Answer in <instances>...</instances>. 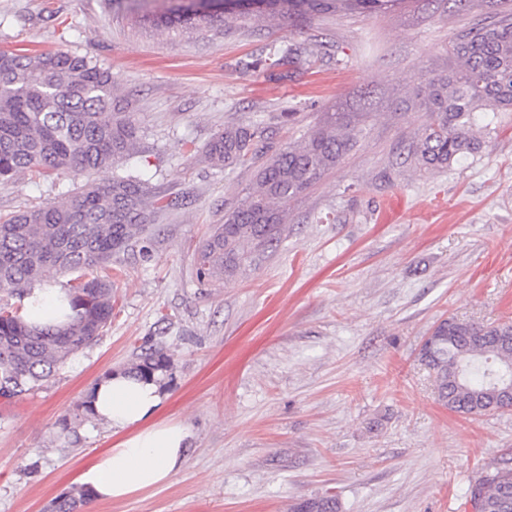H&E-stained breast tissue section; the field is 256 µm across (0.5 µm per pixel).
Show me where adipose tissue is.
I'll list each match as a JSON object with an SVG mask.
<instances>
[{"label": "adipose tissue", "instance_id": "1", "mask_svg": "<svg viewBox=\"0 0 512 512\" xmlns=\"http://www.w3.org/2000/svg\"><path fill=\"white\" fill-rule=\"evenodd\" d=\"M30 318L38 325L67 323L71 308L62 289H34ZM89 406L121 439L84 468L79 482L95 502L109 503L151 492L168 484L182 469L194 441L190 426L175 421L151 423L162 402L157 377L123 369L105 375L89 392Z\"/></svg>", "mask_w": 512, "mask_h": 512}]
</instances>
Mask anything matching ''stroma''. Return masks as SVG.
<instances>
[{
	"label": "stroma",
	"mask_w": 512,
	"mask_h": 512,
	"mask_svg": "<svg viewBox=\"0 0 512 512\" xmlns=\"http://www.w3.org/2000/svg\"><path fill=\"white\" fill-rule=\"evenodd\" d=\"M165 0H0V49H62L110 67L132 104L154 191L172 201L109 265L114 317L32 394L0 398V512H48L120 436L81 404L107 373L163 354L154 421L195 441L167 485L77 512H291L336 495L341 512H471L467 485L512 467V409L442 406L418 353L454 316L512 319V114L481 153L421 177L399 155L421 113L419 66L450 60L486 0H401L385 13L267 19L175 34L140 24ZM371 106L343 165L292 203L275 252L223 287L194 251L253 180L202 156L224 126L258 116L266 143L323 112ZM70 178L18 176L0 216L45 203ZM70 433H63V425Z\"/></svg>",
	"instance_id": "1"
}]
</instances>
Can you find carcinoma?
Instances as JSON below:
<instances>
[{
  "label": "carcinoma",
  "mask_w": 512,
  "mask_h": 512,
  "mask_svg": "<svg viewBox=\"0 0 512 512\" xmlns=\"http://www.w3.org/2000/svg\"><path fill=\"white\" fill-rule=\"evenodd\" d=\"M492 0L502 18L458 33L454 64L420 70L406 109L424 113L407 144L404 161L434 174L478 154L502 115L512 112V12ZM397 0H257V9L208 7L171 0L166 13L141 15L168 31L201 30L232 17L280 20L326 14L382 11ZM362 112H325L303 136L266 155L260 120L224 128L205 147L215 166L257 165L254 186L224 212L195 254L196 275L224 284L274 251L288 233V208L327 173L339 168L365 136ZM140 129L130 101L112 71L62 50H0V184L19 174L50 179L84 178L76 192L0 219V292L17 298L0 305V397L27 394L112 323V280L88 278L146 233L153 217L170 207L144 174L112 172L141 156ZM75 273L65 289L75 315L62 326L28 322L32 285ZM419 358L438 401L469 417L512 407V320L487 325L451 316L439 321ZM165 367L147 354L131 368L152 375ZM88 493L63 497L51 512H75ZM480 498L483 512H512V468L498 469L465 492ZM334 495L303 500L292 512H340Z\"/></svg>",
  "instance_id": "1"
}]
</instances>
